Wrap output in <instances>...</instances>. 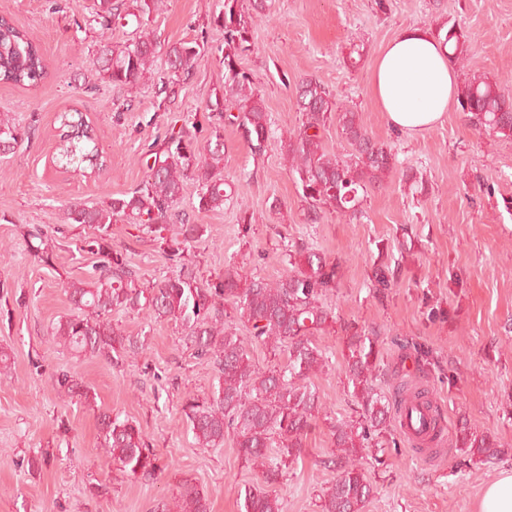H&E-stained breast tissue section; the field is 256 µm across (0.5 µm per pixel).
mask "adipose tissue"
<instances>
[{
    "label": "adipose tissue",
    "instance_id": "obj_1",
    "mask_svg": "<svg viewBox=\"0 0 512 512\" xmlns=\"http://www.w3.org/2000/svg\"><path fill=\"white\" fill-rule=\"evenodd\" d=\"M457 73L448 47L428 30H402L378 54L370 91L389 124L413 136L444 117L456 100Z\"/></svg>",
    "mask_w": 512,
    "mask_h": 512
}]
</instances>
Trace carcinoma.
Segmentation results:
<instances>
[{
    "instance_id": "1",
    "label": "carcinoma",
    "mask_w": 512,
    "mask_h": 512,
    "mask_svg": "<svg viewBox=\"0 0 512 512\" xmlns=\"http://www.w3.org/2000/svg\"><path fill=\"white\" fill-rule=\"evenodd\" d=\"M158 0H99L94 22L102 30L111 29L112 19L132 16L139 36L118 46L104 37L96 58L98 75L115 85L138 84L149 73L158 53L156 39L148 30L150 16ZM268 0H222L213 23L224 28V92L207 105L211 133L200 145L182 130L170 135L146 163L143 184L134 191L110 196L99 204L72 203L64 209V222L87 225L95 236L87 241L90 251L102 257L97 276L90 281L67 284V293L76 313L59 322L54 340L78 356L102 360L117 366L144 350L148 336H130L112 323L115 310L143 314L153 322H174L184 330L182 340L198 356L212 362L215 383L202 399L187 396L181 416L200 448H220L224 437L233 433L239 455L261 470L264 483L271 485L304 453V439L323 417L325 403L311 378L328 367L326 353L316 343L320 333L340 328L347 354L346 377L351 396L358 406V418L332 424L337 452L321 461L338 472L336 481L323 498L322 512H362L373 487L362 472L379 437L390 431L392 413H400L407 400H389L380 395L373 381L379 371L382 352L377 338L366 334L354 320H345L328 310L321 299L338 288L341 264L315 252L305 243L288 249V275L276 280L247 276L238 267L205 281L188 269L191 244L200 240L207 228L187 219L169 224L171 210L183 196L185 183H197L199 212L220 209L224 201L238 193L224 180V124L237 127L253 154L266 150L271 129L260 90L239 68V57L251 46L250 24L263 18ZM450 50V61L467 54L468 37L453 24L436 29ZM169 68L165 97L176 96L195 67L205 56V47L195 41L172 44L165 50ZM42 50L29 34L4 16L0 17V82L34 87L45 78ZM297 97L303 121L289 133L284 148L290 159L289 171L308 203V217L316 221L324 206L341 215L357 216L361 194L379 186L396 168V155L385 143L371 137L359 113L341 107L323 84L314 78L298 83ZM458 108L472 126L498 137L512 138V91L486 76L464 80L457 93ZM60 138L55 162L62 168L86 172L100 171L105 159L96 144L87 116L75 110L59 116ZM349 146L340 157L329 154L322 132L330 124ZM25 133L9 119L0 118V155L7 154L23 140ZM132 217L142 231L180 263L178 273L159 283L145 282L112 244V224ZM400 266L373 264L370 276L372 297L383 301L400 281ZM426 317L452 323L459 317L455 307L425 301ZM238 320L249 335H238L228 321ZM265 347L286 363L261 371L252 363L247 344ZM405 357L414 359L422 375L439 367L433 349L419 341L400 343ZM52 388L69 399L91 403L90 389L67 371L52 378ZM431 414V433L438 435L441 413L436 402L423 390L411 396ZM99 446L113 464L133 478L154 480L163 467L139 423L120 418L110 410L96 414ZM459 447L480 463L505 456L504 444L490 434L462 426ZM206 493L185 484L180 512H209ZM243 512H284L283 502L265 490L245 492Z\"/></svg>"
}]
</instances>
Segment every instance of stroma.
Masks as SVG:
<instances>
[{"instance_id": "stroma-1", "label": "stroma", "mask_w": 512, "mask_h": 512, "mask_svg": "<svg viewBox=\"0 0 512 512\" xmlns=\"http://www.w3.org/2000/svg\"><path fill=\"white\" fill-rule=\"evenodd\" d=\"M97 0H0V15L27 30L41 45L47 75L38 86L0 84V115L29 132L15 151L0 158V349L11 363L0 379V512H178L184 483L209 496L211 512H241L244 490L259 474L239 456L233 436L203 450L179 418L186 395L207 396L215 371L181 340L171 322H147L116 311L112 320L127 334L147 335L148 347L123 365L77 357L56 345L52 329L73 313L65 292L71 280L92 276L100 258L85 251L94 231L63 222L72 202L89 205L133 190L145 177L146 153L154 142L185 127L197 141L209 136L205 106L224 84V31L211 18L219 0H159L150 27L161 46L203 43L206 54L176 99H163L164 59L135 86L100 80L94 60L100 29L93 22ZM464 26L470 51L459 78L485 75L512 86V0H273L269 19L253 23L251 46L240 67L259 87L273 135L300 127L296 79L312 77L340 105L358 111L377 141L391 146L397 166L383 186L370 188L356 218L325 212L317 223L288 170L279 143L260 155L245 146L236 127L224 128V177L242 195L223 208L197 212V187L187 182L172 223L189 217L207 232L191 249L197 278L242 266L257 278L275 280L289 270L290 244L305 242L326 258L340 260L339 287L324 306L356 320L383 346L375 380L393 396L400 385L425 389L444 420V441L415 450L397 436L379 461L364 463L374 488L363 512H477L486 484L503 461H469L455 437L461 426L498 437L512 449V139L479 133L458 108L416 137L394 133L374 102L369 72L381 49L407 27L433 30ZM362 48L351 62L353 45ZM77 110L96 129L106 170L88 175L53 162L59 116ZM423 177L426 194L412 193L403 171ZM254 223L242 221L244 212ZM41 226L53 251L43 263L29 245L28 230ZM411 236H404V227ZM112 242L146 280L158 282L177 265L138 224L112 225ZM400 264L403 274L385 302L369 293L375 261ZM452 302L455 323L430 322L424 300ZM432 346L440 367L428 376L405 375L396 339ZM329 366L312 382L326 404L305 440V452L270 492L284 512H321L335 471L320 464L334 449L331 422L357 415L345 373L340 333L317 338ZM453 369L456 385L444 380ZM67 370L90 387L94 405L58 396L51 376ZM107 409L138 421L165 470L158 479L128 477L98 446L96 414ZM46 452L50 462L32 471L26 460ZM109 492L92 496L90 484Z\"/></svg>"}]
</instances>
